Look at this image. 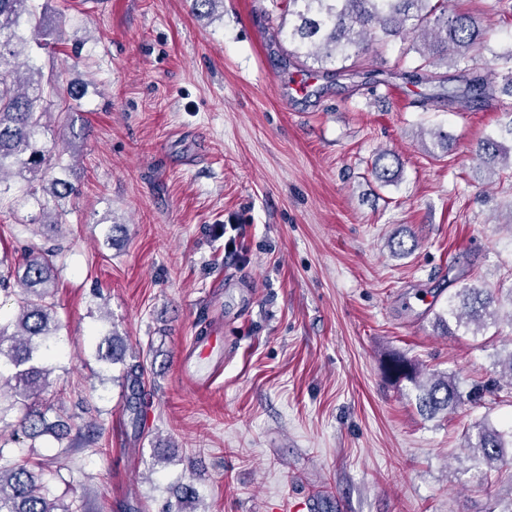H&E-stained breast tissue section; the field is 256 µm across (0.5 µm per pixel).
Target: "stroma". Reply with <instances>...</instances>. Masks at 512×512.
Returning <instances> with one entry per match:
<instances>
[{"mask_svg":"<svg viewBox=\"0 0 512 512\" xmlns=\"http://www.w3.org/2000/svg\"><path fill=\"white\" fill-rule=\"evenodd\" d=\"M94 2L51 0L67 57L35 55L79 90L82 137L52 171L75 188L66 223L46 230L35 207L0 197V256L64 245L49 360L61 425L33 455L55 469V497L87 512H298L311 495L323 512H484L461 442L483 420L512 427V397L428 418L386 365L403 355L468 388L512 346L505 317L477 338L435 323L465 283L500 289L512 310V173L485 182L473 154L512 103L505 65L469 110L401 79L419 56L400 41L299 94L306 73L283 62L273 0H224L211 19L191 0ZM448 6L512 51V0ZM423 128L447 147L426 151ZM384 151L399 156L397 182L372 173ZM108 224L125 227L112 247ZM398 239L414 249L393 254ZM110 328L126 361L107 372L95 346ZM213 333L223 373L199 385L181 355ZM135 362L139 410L121 380ZM188 483L199 500L182 498Z\"/></svg>","mask_w":512,"mask_h":512,"instance_id":"stroma-1","label":"stroma"}]
</instances>
